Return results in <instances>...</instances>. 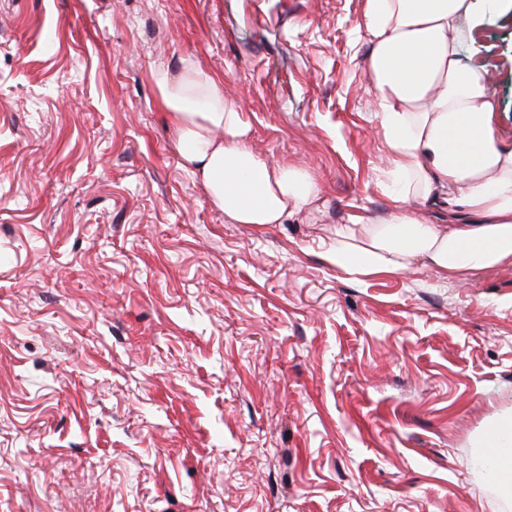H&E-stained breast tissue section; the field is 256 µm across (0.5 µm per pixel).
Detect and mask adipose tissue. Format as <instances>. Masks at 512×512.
I'll use <instances>...</instances> for the list:
<instances>
[{"label": "adipose tissue", "mask_w": 512, "mask_h": 512, "mask_svg": "<svg viewBox=\"0 0 512 512\" xmlns=\"http://www.w3.org/2000/svg\"><path fill=\"white\" fill-rule=\"evenodd\" d=\"M512 17V0H367L371 95L394 180L388 217L349 214L324 260L369 277L426 269L459 280L512 263V146L498 142L493 70L462 64L461 23ZM183 166L235 224H280L317 207L310 170L251 146L252 124L224 78L188 57L155 73Z\"/></svg>", "instance_id": "obj_1"}]
</instances>
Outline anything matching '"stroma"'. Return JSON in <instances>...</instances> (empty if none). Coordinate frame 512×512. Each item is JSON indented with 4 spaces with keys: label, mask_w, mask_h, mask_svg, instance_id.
Masks as SVG:
<instances>
[{
    "label": "stroma",
    "mask_w": 512,
    "mask_h": 512,
    "mask_svg": "<svg viewBox=\"0 0 512 512\" xmlns=\"http://www.w3.org/2000/svg\"><path fill=\"white\" fill-rule=\"evenodd\" d=\"M366 0H0V512H512V265L359 279L321 253L387 161ZM498 68L512 146V23ZM222 75L320 210L234 224L153 75Z\"/></svg>",
    "instance_id": "1"
}]
</instances>
